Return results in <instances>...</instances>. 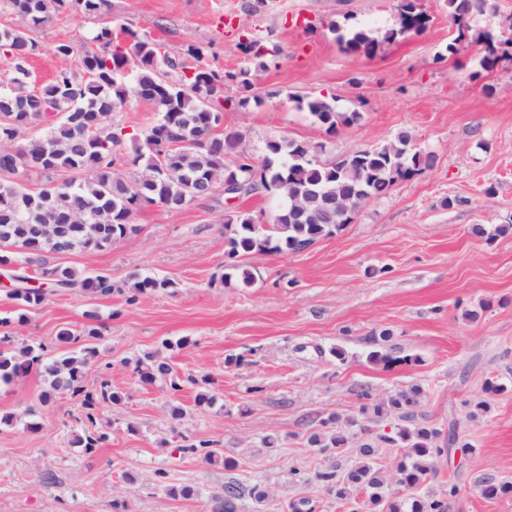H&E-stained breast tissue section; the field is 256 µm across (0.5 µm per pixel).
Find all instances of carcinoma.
<instances>
[{"label":"carcinoma","instance_id":"obj_1","mask_svg":"<svg viewBox=\"0 0 512 512\" xmlns=\"http://www.w3.org/2000/svg\"><path fill=\"white\" fill-rule=\"evenodd\" d=\"M108 0H0V11L22 20L23 25L0 26V52L12 59L5 71L11 86H0V265L15 267L16 287L11 296L20 302L22 313L41 305L49 292L79 291L92 296L112 294V276L81 275L68 267H53L42 272L43 281L32 287L22 263L29 255L60 254L58 245L68 251L101 249L134 230L132 218L151 202L168 211H179L191 202L209 196L207 189L215 179L229 178L242 196L274 190L287 197L303 190L314 197H335L343 210L321 213L315 209L302 213L284 204L270 223L259 224L249 213L224 216L226 255L224 279L244 287L254 281L248 267L234 262L252 253L300 251L322 238L332 236L348 223L370 199L386 195L399 179L409 178L435 164V155L413 145L410 132L400 131L384 143L363 147L331 161L319 160L310 143L279 138L267 142V156L256 166L245 148L241 131L216 134L222 125V111L214 97L224 84L235 83L242 91L253 90L255 72L265 67L263 47L255 41L239 44L248 65L236 73H222L204 62L205 48L191 45L187 55L196 65L186 73L187 63L162 50L147 36L128 33L130 53L113 48L112 29L100 27L90 37L93 48L79 50L69 43L55 47L59 66L51 81L33 90L26 82L28 58L35 50L33 34L53 18L73 9L88 15L100 12ZM448 12L457 27V40L482 47L480 66L493 69L500 59L501 47L488 32L471 25L472 20L495 9L493 0H447ZM430 16L419 0H399L397 27L382 35L345 23L328 26L336 42L348 53L371 56L382 43L428 28ZM181 74L178 79L171 73ZM132 99L150 102L157 120L146 128L134 149L135 172L126 175L115 168L113 148L120 137L112 129L109 117ZM296 107L307 112L327 133L359 122L362 114L343 110L335 97L302 94L293 97ZM38 170L44 182L32 190L23 183L27 172ZM168 279L144 277L133 284L136 296L157 289L173 288ZM0 339V382L9 383L33 370L44 371L56 393L83 396L86 417L93 419L98 401L84 389L83 381L95 350L84 348L67 356L49 359L43 348L28 347L18 353L2 348ZM141 383L152 385L169 380L170 388L181 390L168 362L154 355L138 361ZM419 404V391L412 388L389 396L383 407L401 419H410ZM434 428H399L392 436L376 440L401 450L397 467L400 490L412 491L435 472L440 458L455 441L448 430L445 441ZM106 440L103 434L87 433L75 437L84 453L92 454ZM347 438L339 432L314 438V443L331 456L343 453ZM182 452L201 455L212 461L219 452L205 441L182 448ZM316 481L337 501L356 509V496L365 494L373 510L387 497L382 480L371 463L347 471L332 469L317 473ZM483 494L496 498L512 494V484L491 474L482 481ZM458 487L438 496L411 495L393 500L385 512H450ZM242 490L236 483L224 486L213 496L214 512H239Z\"/></svg>","mask_w":512,"mask_h":512}]
</instances>
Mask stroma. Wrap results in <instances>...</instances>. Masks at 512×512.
Masks as SVG:
<instances>
[{
	"instance_id": "35a3bbf8",
	"label": "stroma",
	"mask_w": 512,
	"mask_h": 512,
	"mask_svg": "<svg viewBox=\"0 0 512 512\" xmlns=\"http://www.w3.org/2000/svg\"><path fill=\"white\" fill-rule=\"evenodd\" d=\"M398 0H108L97 15L71 12L38 31L28 67L40 82L56 69V44L81 47L91 30L111 27L147 34L173 54L197 44L219 71L245 66L243 39L260 41L267 67L255 76L260 105L239 106L235 85L224 87L222 131H243L246 148L263 161L265 144L280 137L321 146L335 158L411 132L417 148L434 153V168L398 180L369 200L335 235L293 253H253L250 287L224 282V218L239 211L268 218L273 192L226 201L223 193L181 211L141 207L135 229L109 247L45 254L31 276L69 267L107 273L112 295L50 294L18 321L19 306L0 287V336L12 350L43 347L57 357L85 347L96 355L85 377L95 391L108 379L120 402H101L95 422L82 398L51 401L35 371L0 383V512H212V496L236 481L258 488L239 512H348L315 480L318 471L363 462L367 434H391L396 418L362 412L361 392L381 399L412 386L422 391L416 421L456 433L447 459L418 488L459 492L452 512H512V496L487 498L482 479L512 482V53L483 70L477 46L455 55L457 36L446 0H420L428 29L383 43L371 56L339 50L330 22L386 31L397 24ZM335 96L360 106L362 120L327 134L298 94ZM157 117L145 101L111 116L121 138L116 167L131 170L133 150ZM462 197V206L444 207ZM485 233L477 236L474 225ZM165 278L171 288L131 299L135 281ZM98 314L96 337L85 336L86 311ZM78 333L63 344L60 329ZM390 330L380 341V330ZM343 350L336 358L335 350ZM380 350L391 365L372 362ZM154 353L171 365L182 386L140 383L137 358ZM206 379L215 400L197 404L196 382ZM336 417L352 438L341 458L313 448L308 436ZM106 434L85 455L75 436ZM275 445H268V437ZM207 440L221 454L207 461L181 454ZM235 469H225L224 458ZM166 471V485L156 481ZM191 487L171 497L167 486Z\"/></svg>"
}]
</instances>
